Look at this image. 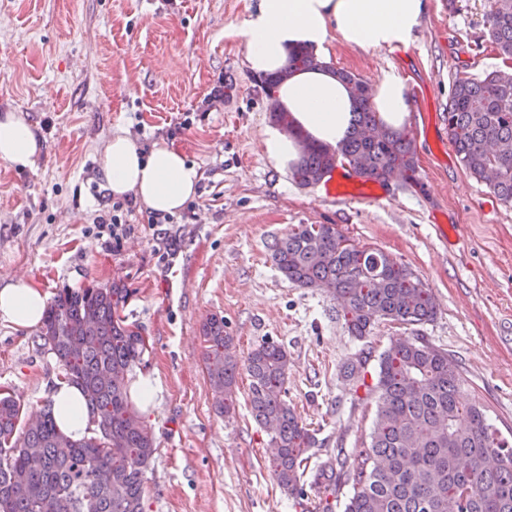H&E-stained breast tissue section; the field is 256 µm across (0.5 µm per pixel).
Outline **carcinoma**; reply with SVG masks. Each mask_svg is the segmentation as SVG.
<instances>
[{"label": "carcinoma", "mask_w": 512, "mask_h": 512, "mask_svg": "<svg viewBox=\"0 0 512 512\" xmlns=\"http://www.w3.org/2000/svg\"><path fill=\"white\" fill-rule=\"evenodd\" d=\"M487 35L512 57V0H490ZM316 64L299 50L288 65L266 76L268 90ZM356 99L350 135L331 147L306 142L292 167L302 186L317 184L336 165L384 184L414 179V141L404 129L385 126L363 97V80L336 70ZM379 128L375 141L361 131ZM448 136L469 173L502 201L512 203V70L500 67L480 78H459L448 101ZM272 260L284 278L303 288H325L343 303L354 336L367 335L378 320L405 325L437 315L428 288L380 249H358L334 224H300L277 240ZM128 289L97 284L64 289L47 307L39 337L63 367V379L79 386L92 415L91 435L65 436L48 401L36 422L16 436L21 404L0 396V512H144V477L156 453L151 431L127 394L125 374L141 363L146 345L139 327L120 315ZM204 356L215 406L234 409L240 368L224 317L202 325ZM288 353L260 343L248 356L250 408L271 434L272 468L278 484L303 492L308 449L315 435L286 400ZM377 410L367 446L352 463L319 466L325 486L351 487L344 512H512V448L476 405L460 400L461 377L448 353L422 337L393 341L381 355Z\"/></svg>", "instance_id": "1"}]
</instances>
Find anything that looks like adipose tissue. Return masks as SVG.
<instances>
[{"label":"adipose tissue","mask_w":512,"mask_h":512,"mask_svg":"<svg viewBox=\"0 0 512 512\" xmlns=\"http://www.w3.org/2000/svg\"><path fill=\"white\" fill-rule=\"evenodd\" d=\"M426 12V0H256L240 36L245 64L258 76L274 74L288 63L290 53L313 52L316 67L294 74L275 94L279 108L309 140L328 145L344 140L352 130L354 100L325 61L336 42L372 49L409 47ZM382 122L402 128L409 115L408 88L395 66L383 70L373 97ZM42 142L19 113L0 115V159L17 168L34 167ZM264 154L280 173H287L300 156L294 136L275 126L264 132ZM99 177L113 196L133 198L160 214H173L199 191L201 174L181 151L160 141L143 149L124 131H115L99 160ZM49 295L24 279L0 286V321L18 328L39 327ZM53 411L60 431L73 439L90 435L93 423L85 397L77 386L62 382L53 390Z\"/></svg>","instance_id":"ef3b65f1"}]
</instances>
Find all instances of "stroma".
Masks as SVG:
<instances>
[{"label": "stroma", "instance_id": "1", "mask_svg": "<svg viewBox=\"0 0 512 512\" xmlns=\"http://www.w3.org/2000/svg\"><path fill=\"white\" fill-rule=\"evenodd\" d=\"M250 3L0 0V113H22L42 138L33 168L0 160V279L25 277L52 297L111 282L129 289L124 314L149 343L131 375L151 378L160 401L141 414L157 444L145 512H343L350 495L309 475L301 496L278 485L247 370L232 413L216 411L201 334L212 314L223 316L239 361L265 340L287 350L288 402L316 437L312 463L367 442L380 356L402 336L447 351L463 402L483 406L512 441V204L465 170L448 136L454 81L502 63L486 35L488 0H429L402 50L336 43L332 67L369 86L390 64L408 79L416 183L335 179L379 194L377 203L330 198L323 184L300 186L267 163L272 101L239 36ZM119 129L146 148L172 143L202 179L172 223L151 224V211L130 204L116 247L98 164ZM299 224L336 225L357 248L407 266L431 289L435 319L382 320L351 336L336 297L287 281L272 261L275 240ZM444 224L455 243L443 242ZM359 358L361 372L344 377ZM61 380L37 330L0 322V391L20 401L23 418Z\"/></svg>", "mask_w": 512, "mask_h": 512}]
</instances>
